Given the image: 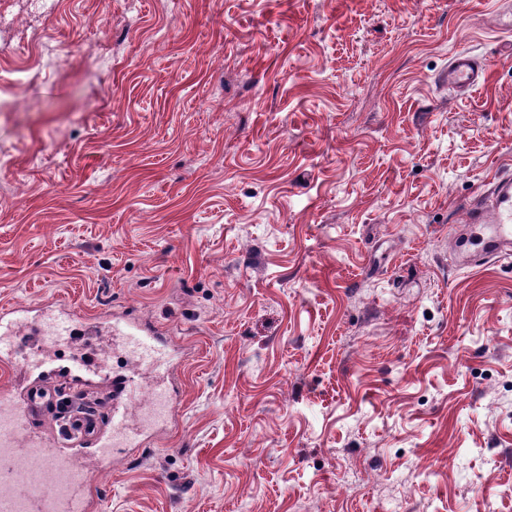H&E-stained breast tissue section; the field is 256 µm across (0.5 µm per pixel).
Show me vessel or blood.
Segmentation results:
<instances>
[{"instance_id":"b4317fda","label":"vessel or blood","mask_w":512,"mask_h":512,"mask_svg":"<svg viewBox=\"0 0 512 512\" xmlns=\"http://www.w3.org/2000/svg\"><path fill=\"white\" fill-rule=\"evenodd\" d=\"M488 63L457 50L448 87L470 92L487 79ZM485 255L512 245V175L500 176L489 196L465 205ZM121 337L138 363L152 371L110 377L103 364L75 353L66 362L44 342L66 344L101 333ZM182 354L173 338L132 318L82 321L65 304L0 309V369L9 374L10 404L0 407V512H95L91 467L112 468L121 450L145 447L178 417L175 386ZM35 470L39 485L22 479Z\"/></svg>"}]
</instances>
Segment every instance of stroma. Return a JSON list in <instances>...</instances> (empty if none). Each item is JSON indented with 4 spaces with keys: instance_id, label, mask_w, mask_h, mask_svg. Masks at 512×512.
I'll list each match as a JSON object with an SVG mask.
<instances>
[{
    "instance_id": "35a3bbf8",
    "label": "stroma",
    "mask_w": 512,
    "mask_h": 512,
    "mask_svg": "<svg viewBox=\"0 0 512 512\" xmlns=\"http://www.w3.org/2000/svg\"><path fill=\"white\" fill-rule=\"evenodd\" d=\"M0 9V307L185 352L100 512H512V256L448 238L512 172V0ZM488 63L469 50H457L448 65V88L469 93L482 86L487 79Z\"/></svg>"
}]
</instances>
